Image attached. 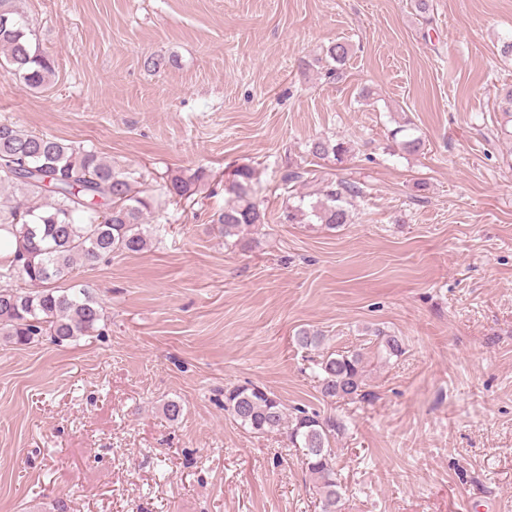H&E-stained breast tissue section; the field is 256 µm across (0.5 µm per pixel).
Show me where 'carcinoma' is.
Returning <instances> with one entry per match:
<instances>
[{
  "mask_svg": "<svg viewBox=\"0 0 512 512\" xmlns=\"http://www.w3.org/2000/svg\"><path fill=\"white\" fill-rule=\"evenodd\" d=\"M7 24L0 23V72L15 76L31 89L44 87L54 73V61L39 50L34 31L14 5ZM350 44L337 42L327 54L334 66L328 77L340 79ZM310 154L341 163L352 152L342 139L318 138ZM205 173L174 171L162 185L165 198L188 200ZM253 168L230 172L225 191L231 199L212 216L224 243H245L244 232L266 223V214L253 197ZM135 171L116 167L94 149L17 124L0 122V184L20 198L0 204V230L15 236L19 249L0 262V340L29 345L46 337L60 346L87 336L103 318L100 303L84 288L55 287L78 264L92 266L114 253H140L149 247L144 216L161 206L158 198L133 190ZM360 188L346 180L328 181L311 209L304 198L286 202L285 221H317L328 228L349 224L350 206ZM22 280L26 288H15ZM316 378L325 398L367 400L364 353H332L317 361ZM224 410L241 426L264 433L283 430L289 447L301 450L306 469L321 495L322 512H342L343 485L337 477L336 451L331 441L344 431L342 422L322 418L302 406L288 410L271 391L258 385L237 386L224 392Z\"/></svg>",
  "mask_w": 512,
  "mask_h": 512,
  "instance_id": "carcinoma-1",
  "label": "carcinoma"
}]
</instances>
